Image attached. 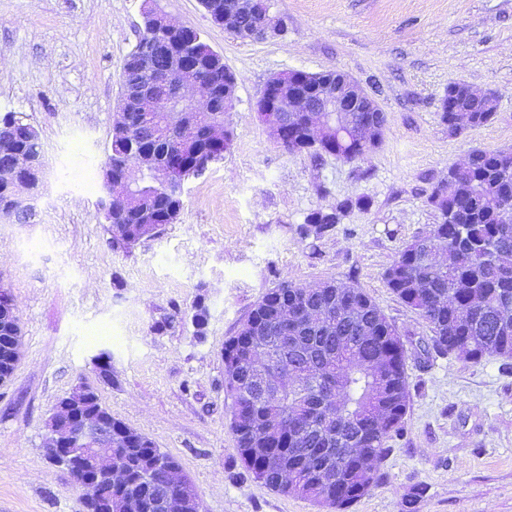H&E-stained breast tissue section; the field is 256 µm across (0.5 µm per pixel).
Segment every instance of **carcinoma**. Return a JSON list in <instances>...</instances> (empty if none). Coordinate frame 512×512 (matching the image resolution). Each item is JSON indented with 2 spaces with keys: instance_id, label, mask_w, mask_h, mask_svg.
<instances>
[{
  "instance_id": "carcinoma-1",
  "label": "carcinoma",
  "mask_w": 512,
  "mask_h": 512,
  "mask_svg": "<svg viewBox=\"0 0 512 512\" xmlns=\"http://www.w3.org/2000/svg\"><path fill=\"white\" fill-rule=\"evenodd\" d=\"M198 71L224 89L230 69L224 58L205 42L189 48ZM469 86L448 85L441 119L457 134L488 123L496 109L491 99L473 100ZM224 113L200 116L192 127L172 126L165 114L154 116L161 134L145 142L153 161L167 166L173 157L188 164L183 179L202 173L205 160L219 161L230 149L231 136L213 145L202 131ZM12 125L17 136L9 145L33 157L43 156L38 130L14 112L0 116V125ZM294 142L298 152L322 156L306 143L309 132L298 121ZM148 134L141 121L126 113V121L112 130V172L136 164V145ZM328 154L347 162L364 152L356 139H333ZM440 222L430 233L401 248L384 272L386 287L418 314L431 332L432 348L479 363L488 357L512 359V152L474 150L468 162L448 170V182L429 197ZM182 196L167 193L143 181L138 196L112 204L108 231L125 225V236L112 243L129 248L144 236L139 213L156 214L153 234L176 221ZM348 209L342 202L328 211H316L305 220V234L316 236L340 222ZM434 253L425 263L422 256ZM288 304V315L280 314ZM208 309L194 306L195 334L205 335ZM288 336L297 343L283 361L279 345ZM250 355L268 377L284 371L293 384L264 395L232 376L234 363ZM224 382L232 409L250 417L230 423L240 460L247 472L268 489L311 501L334 512H347L381 478L378 465L385 458L388 438L399 432L409 401L406 350L399 329L390 322L363 289L296 288L286 282L270 289L255 304L236 334L224 344ZM110 462L124 467L127 481L112 489L114 512L126 498L138 500L139 512H162L160 501L173 494L185 496V512H200L191 482L169 486L166 469L178 462L162 454L145 435L129 431L128 441L112 449ZM288 469V485L281 484Z\"/></svg>"
}]
</instances>
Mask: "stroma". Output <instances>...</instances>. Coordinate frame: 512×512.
<instances>
[{"label":"stroma","instance_id":"1","mask_svg":"<svg viewBox=\"0 0 512 512\" xmlns=\"http://www.w3.org/2000/svg\"><path fill=\"white\" fill-rule=\"evenodd\" d=\"M157 4L235 74L233 141L186 182L177 222L124 251L109 244L98 201L143 0H0V113L32 123L45 157L29 223L0 222V283L22 329L0 383V512H87L85 489L46 451L59 400L82 382L179 462L201 512H325L245 471L224 343L268 289L327 280L369 294L406 350L403 428L349 512H402L417 487L416 512H512V363L426 352L427 324L384 281L398 249L436 224L429 197L449 168L475 149L512 151V0H277L286 31L244 42L200 0ZM336 69L385 112L382 144L354 162L287 152L255 110L267 81ZM453 82L495 96L487 124L449 134L441 100ZM345 199L340 224L302 234L308 214Z\"/></svg>","mask_w":512,"mask_h":512}]
</instances>
